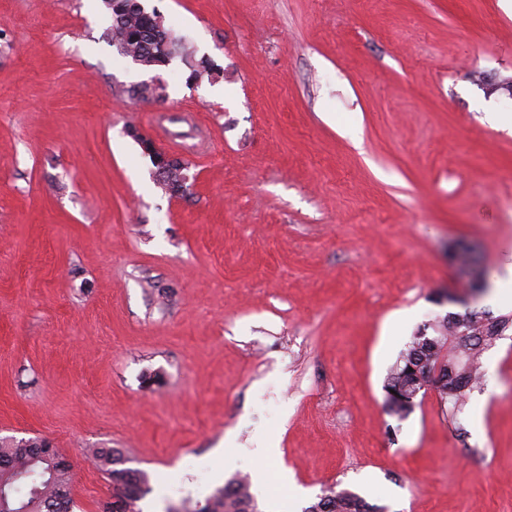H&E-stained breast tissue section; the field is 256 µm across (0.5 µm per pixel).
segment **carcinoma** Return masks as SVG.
Returning a JSON list of instances; mask_svg holds the SVG:
<instances>
[{
	"instance_id": "cac0c4a2",
	"label": "carcinoma",
	"mask_w": 512,
	"mask_h": 512,
	"mask_svg": "<svg viewBox=\"0 0 512 512\" xmlns=\"http://www.w3.org/2000/svg\"><path fill=\"white\" fill-rule=\"evenodd\" d=\"M105 8H120L104 30V38L116 46L123 58H142L143 67L169 65L168 51L175 47L178 57L191 74L201 76L213 69L210 59L195 58L194 51L182 37L164 25L156 13L145 10L141 0H103ZM469 318L459 321L456 314L419 329L408 349L390 369L384 382L386 407L398 416L412 412L414 391L422 388L429 369L442 361L451 373L443 375L437 390L441 402L453 406L465 402V391L476 384L481 375L480 356L500 339V333L512 327V314L499 315L501 331L487 326L489 310L465 308ZM96 465L112 483L116 512H140L137 503L149 492V478L141 470L125 466L126 458L119 448L93 450ZM63 455L42 442H3L0 465L11 466L12 473L0 487V512H72L71 469H62ZM175 512H259L251 485L239 475L231 477L224 487L210 496L204 505L184 501ZM303 512H388L385 506L371 504L349 489L328 488Z\"/></svg>"
}]
</instances>
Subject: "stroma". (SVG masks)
Segmentation results:
<instances>
[{"mask_svg": "<svg viewBox=\"0 0 512 512\" xmlns=\"http://www.w3.org/2000/svg\"><path fill=\"white\" fill-rule=\"evenodd\" d=\"M143 4L215 76L119 56L102 0H0V439L60 449L74 512L112 499L88 448L147 473L141 512L206 501L215 465L265 472L260 512L329 486L512 512V330L456 415L430 389L399 418L383 390L418 327L463 310L449 246L491 284L512 263V132L485 111L512 113V10ZM159 118L180 199L130 134Z\"/></svg>", "mask_w": 512, "mask_h": 512, "instance_id": "obj_1", "label": "stroma"}]
</instances>
